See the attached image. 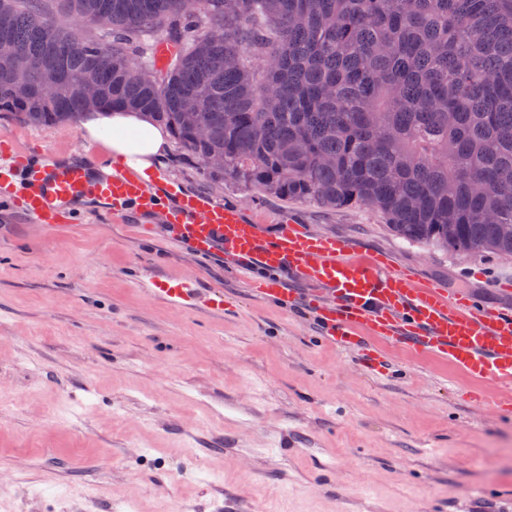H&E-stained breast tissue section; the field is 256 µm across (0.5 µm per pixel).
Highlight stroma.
I'll use <instances>...</instances> for the list:
<instances>
[{"label": "stroma", "mask_w": 512, "mask_h": 512, "mask_svg": "<svg viewBox=\"0 0 512 512\" xmlns=\"http://www.w3.org/2000/svg\"><path fill=\"white\" fill-rule=\"evenodd\" d=\"M59 167L98 146L62 121L0 112V138ZM185 190L274 236L285 220L382 252L398 269L512 310V257L402 241L361 207L216 183L171 147ZM87 197L48 231L0 202V512H507L512 410L495 382L388 348L382 368L327 345L312 314L265 301L223 249L196 257L162 220L114 223ZM223 291L229 314L147 299L135 273Z\"/></svg>", "instance_id": "35a3bbf8"}]
</instances>
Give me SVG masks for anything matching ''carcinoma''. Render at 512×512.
<instances>
[{
    "label": "carcinoma",
    "mask_w": 512,
    "mask_h": 512,
    "mask_svg": "<svg viewBox=\"0 0 512 512\" xmlns=\"http://www.w3.org/2000/svg\"><path fill=\"white\" fill-rule=\"evenodd\" d=\"M54 4L74 25L46 21ZM158 32L177 47L162 69L132 47ZM1 42L28 62L0 58L22 123L74 119L93 83L217 182L512 256V0H0Z\"/></svg>",
    "instance_id": "obj_1"
}]
</instances>
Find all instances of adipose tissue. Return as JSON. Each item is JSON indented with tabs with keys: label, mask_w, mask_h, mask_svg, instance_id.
<instances>
[{
	"label": "adipose tissue",
	"mask_w": 512,
	"mask_h": 512,
	"mask_svg": "<svg viewBox=\"0 0 512 512\" xmlns=\"http://www.w3.org/2000/svg\"><path fill=\"white\" fill-rule=\"evenodd\" d=\"M78 128L84 138L102 146L98 170L103 174L111 173L116 158L140 171L151 169L162 163L170 150L167 128L140 111L88 110L80 116Z\"/></svg>",
	"instance_id": "ef3b65f1"
}]
</instances>
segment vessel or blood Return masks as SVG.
<instances>
[{
  "mask_svg": "<svg viewBox=\"0 0 512 512\" xmlns=\"http://www.w3.org/2000/svg\"><path fill=\"white\" fill-rule=\"evenodd\" d=\"M8 166L26 170V193L16 194L4 172ZM88 195L104 200L117 223L130 207L164 212L173 235L187 241L196 256L222 247L238 268L249 271L247 285L257 295L288 307L303 303L322 336L356 350L364 362L379 365L372 348L376 341L417 357L442 359L473 379L496 382L501 406L512 408V311L480 308L470 295H448L394 268L383 254L354 257L346 240L292 222L266 238L240 208L215 204L207 194L184 191L162 176L151 181L117 166L101 180L85 164L51 167L0 141V201L17 213L45 228L64 227L71 222L65 203ZM295 282L313 286V293L298 298L291 289ZM138 284L146 298L184 312L222 315L230 309L223 292L203 291L180 275L153 274Z\"/></svg>",
  "mask_w": 512,
  "mask_h": 512,
  "instance_id": "vessel-or-blood-1",
  "label": "vessel or blood"
}]
</instances>
